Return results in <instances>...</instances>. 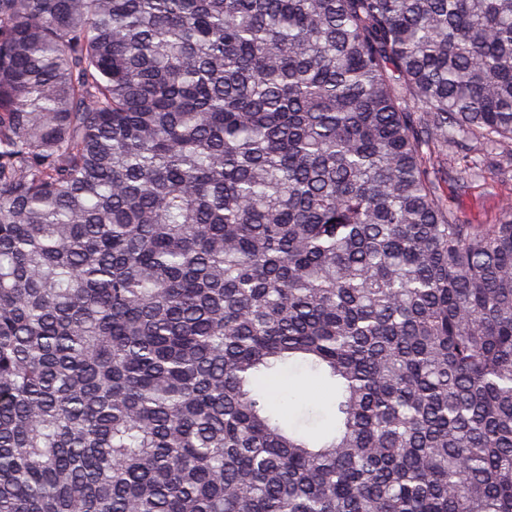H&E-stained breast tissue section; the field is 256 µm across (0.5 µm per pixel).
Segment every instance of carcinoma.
I'll use <instances>...</instances> for the list:
<instances>
[{
    "mask_svg": "<svg viewBox=\"0 0 512 512\" xmlns=\"http://www.w3.org/2000/svg\"><path fill=\"white\" fill-rule=\"evenodd\" d=\"M470 141L512 0H0V512H512V208L424 152ZM321 388L320 379L306 370L296 371L289 377L287 390L294 398L290 402L288 416L297 422L312 410L318 419L312 433H318L329 425V399L322 395Z\"/></svg>",
    "mask_w": 512,
    "mask_h": 512,
    "instance_id": "cac0c4a2",
    "label": "carcinoma"
}]
</instances>
